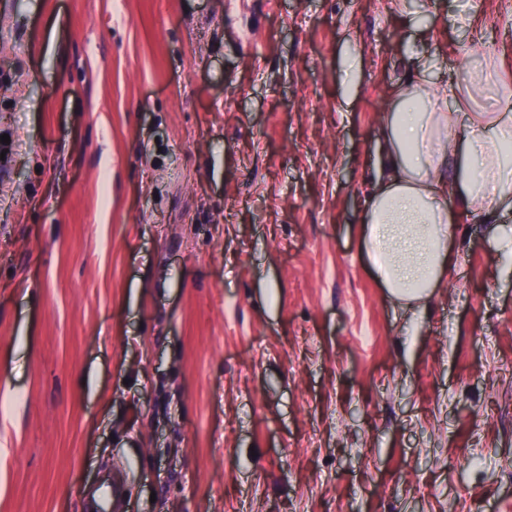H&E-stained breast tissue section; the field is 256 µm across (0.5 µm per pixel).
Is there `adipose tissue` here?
<instances>
[{
    "instance_id": "1",
    "label": "adipose tissue",
    "mask_w": 512,
    "mask_h": 512,
    "mask_svg": "<svg viewBox=\"0 0 512 512\" xmlns=\"http://www.w3.org/2000/svg\"><path fill=\"white\" fill-rule=\"evenodd\" d=\"M381 122L361 236L376 278L407 307L444 281L459 224L476 217L495 225L499 244L512 250V233L498 226L512 212V96L472 111L416 60Z\"/></svg>"
}]
</instances>
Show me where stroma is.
Wrapping results in <instances>:
<instances>
[{"label":"stroma","instance_id":"stroma-1","mask_svg":"<svg viewBox=\"0 0 512 512\" xmlns=\"http://www.w3.org/2000/svg\"><path fill=\"white\" fill-rule=\"evenodd\" d=\"M414 57L512 78V0H0V512H512V252H362Z\"/></svg>","mask_w":512,"mask_h":512}]
</instances>
